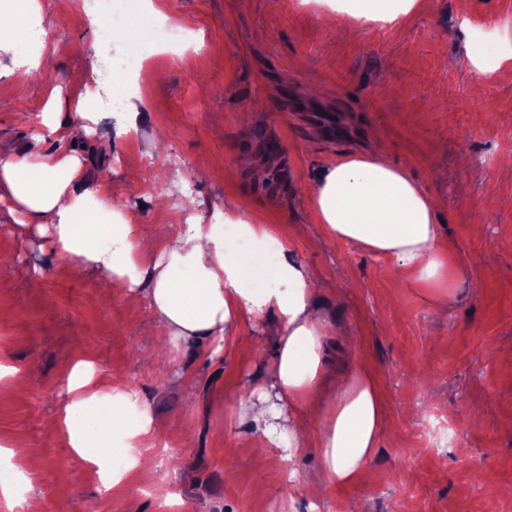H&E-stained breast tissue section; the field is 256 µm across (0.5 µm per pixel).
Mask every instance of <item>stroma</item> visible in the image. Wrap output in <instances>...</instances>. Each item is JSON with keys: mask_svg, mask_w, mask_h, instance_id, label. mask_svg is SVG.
Instances as JSON below:
<instances>
[{"mask_svg": "<svg viewBox=\"0 0 512 512\" xmlns=\"http://www.w3.org/2000/svg\"><path fill=\"white\" fill-rule=\"evenodd\" d=\"M55 42L51 64L63 96L96 88L128 48L109 38L76 0H41ZM178 39L153 46L140 76L112 92L143 100L136 130L118 134L104 115L88 155L105 169L112 206L143 235H178L193 217L268 225L297 260L331 288L319 311L333 324L322 353L328 378L364 367L383 395L390 431L365 475L328 486L310 503L302 481L316 448L294 462L255 467L237 411L272 369V317L242 325L249 355L189 342L151 363L159 339L148 301L104 297L101 276L75 272L50 234L16 224L0 202V365L31 371L27 389L0 398V446L38 449L27 495L37 512H158L142 481L174 490L185 512H512V78H481L460 61L465 42L488 56L512 48V0H417L392 23L345 15L338 0H160ZM42 73L0 75V153H49L40 121L22 124ZM336 126L328 138L305 114ZM378 153L442 199L443 288L407 276L367 251L326 236L307 186L329 163ZM43 285L32 289L34 270ZM447 298L435 306L437 295ZM119 372L125 387L169 423L158 444L106 488L70 446L72 396L65 377L78 359Z\"/></svg>", "mask_w": 512, "mask_h": 512, "instance_id": "1", "label": "stroma"}]
</instances>
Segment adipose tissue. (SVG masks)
I'll use <instances>...</instances> for the list:
<instances>
[{"label":"adipose tissue","mask_w":512,"mask_h":512,"mask_svg":"<svg viewBox=\"0 0 512 512\" xmlns=\"http://www.w3.org/2000/svg\"><path fill=\"white\" fill-rule=\"evenodd\" d=\"M5 19V31L36 47L30 56H13L12 70H46L56 45L48 38L40 0H18ZM61 104L54 88L37 104L38 118L58 137L55 152L0 158V201L9 202L10 215L24 224L50 225L58 253L97 271L105 288L120 284L132 299H148L169 344L226 341L241 324L274 315L272 372L239 403L248 422L245 439L261 461H292L308 447L319 448L320 466L304 479L309 500L330 484L357 480L384 432L382 393L369 370L354 368L336 379L330 407L317 410L319 351L332 325L317 312L315 276L293 257L290 243H280L277 264L268 270L251 262L252 252L271 238L264 224L235 225L236 236L248 245L244 251L230 247L223 225L197 220L177 236L145 240L131 218L114 212L107 174L87 180L84 145L100 118L99 94L88 91L74 100V122L60 123ZM308 201L328 236L378 254L423 281L447 274L434 195L386 157L337 159L311 183ZM89 366L78 361L67 376L73 398L66 427L73 447L106 470L114 453L112 430L91 429L78 414L107 405L117 421L137 396L106 375L89 373ZM314 412L320 426L313 431L308 417ZM2 456L8 465L0 471V502L8 512H32L33 503L16 493L31 482L30 451L1 447Z\"/></svg>","instance_id":"ef3b65f1"}]
</instances>
